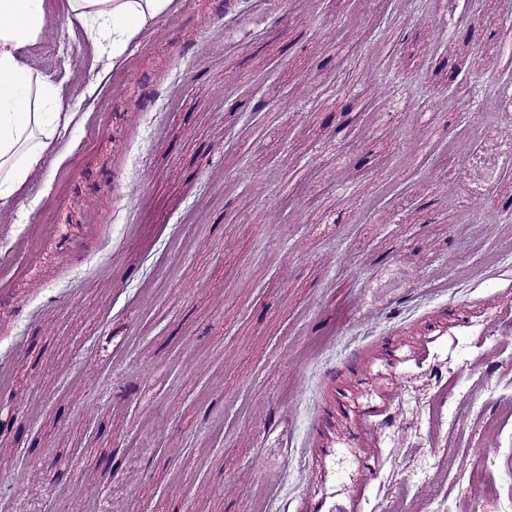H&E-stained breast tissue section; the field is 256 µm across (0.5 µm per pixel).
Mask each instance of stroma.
Segmentation results:
<instances>
[{
    "mask_svg": "<svg viewBox=\"0 0 512 512\" xmlns=\"http://www.w3.org/2000/svg\"><path fill=\"white\" fill-rule=\"evenodd\" d=\"M178 2L22 53L74 118L0 210V512H512V0Z\"/></svg>",
    "mask_w": 512,
    "mask_h": 512,
    "instance_id": "1",
    "label": "stroma"
}]
</instances>
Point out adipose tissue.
Returning <instances> with one entry per match:
<instances>
[{"mask_svg":"<svg viewBox=\"0 0 512 512\" xmlns=\"http://www.w3.org/2000/svg\"><path fill=\"white\" fill-rule=\"evenodd\" d=\"M176 0H65L97 52L120 56L134 35L166 13ZM47 20L46 0H0V209L52 154L72 114L59 112V92L19 51L35 45Z\"/></svg>","mask_w":512,"mask_h":512,"instance_id":"ef3b65f1","label":"adipose tissue"}]
</instances>
